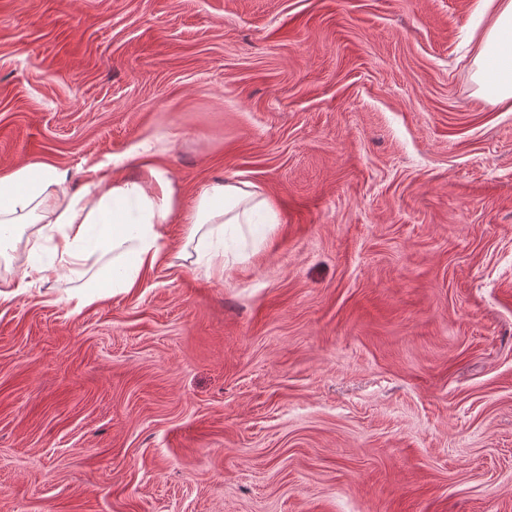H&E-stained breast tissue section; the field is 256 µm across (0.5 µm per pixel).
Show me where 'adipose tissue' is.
Masks as SVG:
<instances>
[{"label":"adipose tissue","instance_id":"ef3b65f1","mask_svg":"<svg viewBox=\"0 0 512 512\" xmlns=\"http://www.w3.org/2000/svg\"><path fill=\"white\" fill-rule=\"evenodd\" d=\"M477 16L488 24L473 78L496 101L512 100V0H480ZM68 182L66 170L48 163L0 175V256L16 247L20 227L35 239H50L49 255H34L15 289L57 280L66 271L83 281L74 297L79 309L131 292L146 270L165 261L166 227L173 219L186 224L196 262L219 278L246 229L274 221L270 201L241 181H213L183 206L169 173L152 162L133 176L90 174L75 192Z\"/></svg>","mask_w":512,"mask_h":512}]
</instances>
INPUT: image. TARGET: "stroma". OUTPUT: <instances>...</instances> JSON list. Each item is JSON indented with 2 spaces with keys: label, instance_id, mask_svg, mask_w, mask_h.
<instances>
[{
  "label": "stroma",
  "instance_id": "stroma-1",
  "mask_svg": "<svg viewBox=\"0 0 512 512\" xmlns=\"http://www.w3.org/2000/svg\"><path fill=\"white\" fill-rule=\"evenodd\" d=\"M479 0H0V174L255 185L275 226L0 299V512H512V105Z\"/></svg>",
  "mask_w": 512,
  "mask_h": 512
}]
</instances>
